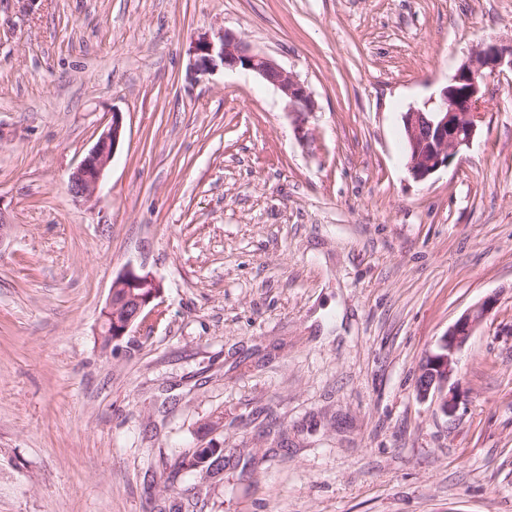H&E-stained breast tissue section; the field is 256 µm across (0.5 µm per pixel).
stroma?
Returning <instances> with one entry per match:
<instances>
[{"mask_svg": "<svg viewBox=\"0 0 512 512\" xmlns=\"http://www.w3.org/2000/svg\"><path fill=\"white\" fill-rule=\"evenodd\" d=\"M226 29L307 85L309 143L254 72L195 74ZM491 39L512 0H0V512H512V71L425 182L401 122ZM130 265L162 293L106 352ZM490 295L443 412L421 362ZM123 132L122 114L113 113L112 123L100 134L94 146L69 176L68 190L72 196L90 200L96 194L104 172L122 141Z\"/></svg>", "mask_w": 512, "mask_h": 512, "instance_id": "obj_1", "label": "stroma"}]
</instances>
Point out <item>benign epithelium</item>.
<instances>
[{
  "mask_svg": "<svg viewBox=\"0 0 512 512\" xmlns=\"http://www.w3.org/2000/svg\"><path fill=\"white\" fill-rule=\"evenodd\" d=\"M194 55L193 69L197 73H211L220 65L228 69L242 68L274 85L294 116L297 138L303 143L308 141L305 123L315 112V102L305 85L275 59L254 50L230 30L223 31L215 40L207 36L200 38ZM505 65L512 70V42L481 43L458 66L440 91L433 109H410L402 114L407 140L406 170L414 181H426L471 145L481 118L482 85L488 75ZM123 132L122 113H112V123L69 176L68 190L72 196L89 200L96 194ZM159 293L160 284L152 275L131 267L125 269L112 282L101 313L99 335L106 337L109 344L114 338L121 339ZM495 305V297L484 298L463 312L439 338L436 351L429 353L422 365L417 382L420 398L439 402L445 412L455 404L459 390L458 355Z\"/></svg>",
  "mask_w": 512,
  "mask_h": 512,
  "instance_id": "7a95c632",
  "label": "benign epithelium"
}]
</instances>
